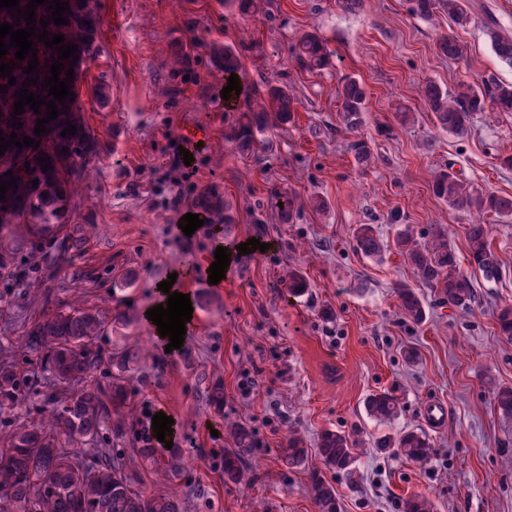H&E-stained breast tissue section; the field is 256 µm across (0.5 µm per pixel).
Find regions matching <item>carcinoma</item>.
Masks as SVG:
<instances>
[{
    "mask_svg": "<svg viewBox=\"0 0 512 512\" xmlns=\"http://www.w3.org/2000/svg\"><path fill=\"white\" fill-rule=\"evenodd\" d=\"M69 5L68 24L53 23L43 28L35 26L33 48L36 49L39 74H26L27 56L15 60L16 49L11 48L0 60L16 63L12 75L16 84L8 85V78L0 77V131L17 140L28 136L40 146L18 149L12 146L0 156V169L12 171L17 188H8L6 198L0 200V264L11 256L27 251L35 242L52 240L64 228L63 214L78 190L72 186L71 173L81 158L84 134L78 131L61 136L68 127V112L61 111L55 120L45 124L47 132L34 134L37 120L46 117L47 107L39 113L24 107L18 116L22 128L11 127L16 97L26 77L37 78V84L28 91L52 100L45 88V78L51 76L45 63L46 56H58L55 48H47L38 41V33L48 31V37L64 36L63 45L80 44L83 34L95 22L94 0H61ZM241 15L256 18L263 14V0H235ZM413 15L433 21L446 15L455 24L471 22L466 0H410ZM438 53L451 60L467 56L466 46L452 35H442L436 42ZM492 48L497 58L512 66V35L496 32ZM220 57L224 78L237 74L241 60L237 51L226 45L215 50ZM331 52L321 35L313 30L303 33L295 44L297 63L307 71H321L328 66ZM421 97L432 112L438 127L444 132L461 136L473 119L491 102L500 112H512V84L461 82L450 92L439 84L428 81L421 87ZM343 121L350 129L363 122L366 92L360 82L351 76L343 80L339 92ZM242 115L232 132L236 149L242 154L254 152L256 135L288 123L297 101L283 81H268L245 95ZM355 161L363 168L373 161L369 144L354 139L349 145ZM48 157L52 169L42 170L38 157ZM30 167H25V163ZM38 180L33 185L32 180ZM433 193L448 207L474 214L466 235L470 262L484 281L495 282L502 273L501 261L491 243L493 228L481 216L490 211L500 218L512 219V197L483 194L448 170L439 171L432 183ZM201 202L210 210L224 213V223H233L229 207L215 196L203 195ZM356 250L367 258H377L386 251L376 227L361 224L355 229ZM393 244L421 277L436 288L440 299L450 306L469 309L476 302L477 292L471 276L457 270L455 251L448 242V233L438 228L431 242L419 244L410 227L395 232ZM288 294L302 297L309 283L300 271H288L285 280ZM401 311L412 323L421 324L427 318L425 306L406 283L397 284ZM128 320L119 308H81L68 306L44 311L35 320L22 325L21 335L15 341L0 343V417L10 419V429L0 440V512H182L179 500L171 495H145L133 487L131 473L136 464L154 457V448L148 439L133 449V456L112 458L108 448H99L91 455L82 448L98 442L101 431L108 427L118 435L133 428V415L128 403L127 372L137 361L139 352L128 349L107 350L101 339L114 324ZM36 356L40 360V374L27 378L20 374L18 365L22 356ZM97 373L106 375V382L87 386L85 382ZM492 393L500 415L512 419V387L492 386ZM40 397L43 416L37 423L23 419L22 409L31 396ZM363 407L366 414L380 424L394 422L401 413L398 399L389 391L368 395ZM235 447L224 449V482L238 483L243 477L245 460L255 448L252 432L245 427L233 431ZM353 442L350 436L338 430H324L318 440V455L328 470L344 474L349 480L357 475ZM376 447L389 449L404 458L422 463L429 459L430 444L426 435L414 430L396 436L384 435ZM280 457L289 467H298L308 458V448L295 433H288L279 448ZM311 493L317 512H342L336 488L320 472L311 476ZM402 512H436V505L425 494L413 495L402 502Z\"/></svg>",
    "mask_w": 512,
    "mask_h": 512,
    "instance_id": "obj_1",
    "label": "carcinoma"
}]
</instances>
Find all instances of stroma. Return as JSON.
<instances>
[{
    "label": "stroma",
    "instance_id": "stroma-1",
    "mask_svg": "<svg viewBox=\"0 0 512 512\" xmlns=\"http://www.w3.org/2000/svg\"><path fill=\"white\" fill-rule=\"evenodd\" d=\"M98 22L87 33L74 116L86 133L73 179L78 207L67 220L83 225L85 242L65 259L67 236L20 254L0 270V303L31 321L45 310L79 303L120 306L131 318L105 339L109 346L142 347L129 377L134 430L104 434V447L132 455L137 431L158 413L174 419L172 446L156 443L154 464L139 466L136 489L169 494L182 512H316L310 494L323 430L357 442L358 477L330 471L343 512H401L414 494L433 499L437 512H512V422L504 421L488 380L512 386V339L498 332V308L512 304V221H495L494 249L502 276L481 284L471 309L448 306L411 264L391 249L381 261L354 247V230L375 225L393 239L409 225L419 243L435 227L447 229L457 268L471 272L467 215L451 210L432 191L436 172L452 169L479 191L512 196V112L476 113L466 134L437 129L420 95L421 84L512 83L491 32L512 34V0H470L471 22L430 23L409 11L407 0H361L347 13L336 0H267L262 16L239 15L224 0H98ZM318 30L331 51L327 69L309 72L293 45ZM451 34L467 47L452 62L436 49ZM241 55L240 83L254 88L284 80L299 107L292 121L258 137L254 153L240 154L229 140L237 113L228 111L215 48ZM364 86L366 109L358 129L346 130L337 91L345 77ZM415 114L401 125L397 107ZM364 138L375 157L361 169L349 143ZM194 169L174 170L178 149ZM180 180L192 205L210 189L228 205L233 223L210 216L184 235L181 214L168 204ZM294 200L290 216L273 193ZM328 207L314 211L309 201ZM257 238L267 250L233 256L222 284L204 288L182 278L185 257L208 264L217 245L235 249ZM302 272L308 295L289 296L282 279ZM176 275L187 292L193 323L172 352L149 348L154 329L145 318L160 299L158 285ZM409 284L427 318L406 320L395 292ZM224 385V409L209 405L207 387ZM392 392L402 412L394 432L422 430L431 453L423 464L374 443L383 427L363 411L372 392ZM443 403L448 419L436 429L425 408ZM242 426L255 438L245 481L224 480L230 431ZM310 451L300 467L278 454L289 431ZM193 457L174 474L172 456Z\"/></svg>",
    "mask_w": 512,
    "mask_h": 512
}]
</instances>
